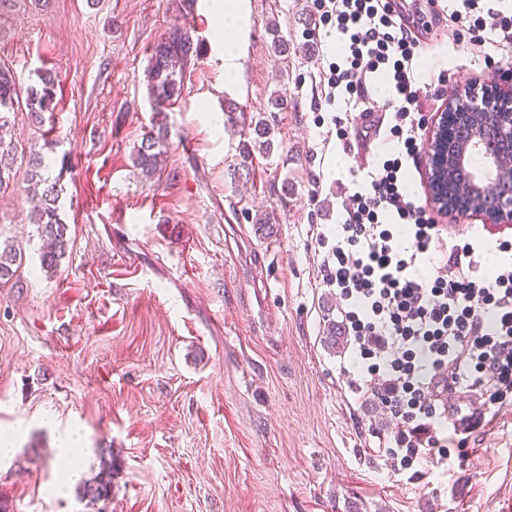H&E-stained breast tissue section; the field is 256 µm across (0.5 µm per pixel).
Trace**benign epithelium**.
<instances>
[{"label":"benign epithelium","instance_id":"obj_1","mask_svg":"<svg viewBox=\"0 0 512 512\" xmlns=\"http://www.w3.org/2000/svg\"><path fill=\"white\" fill-rule=\"evenodd\" d=\"M429 203L512 224V82L456 90L426 131Z\"/></svg>","mask_w":512,"mask_h":512}]
</instances>
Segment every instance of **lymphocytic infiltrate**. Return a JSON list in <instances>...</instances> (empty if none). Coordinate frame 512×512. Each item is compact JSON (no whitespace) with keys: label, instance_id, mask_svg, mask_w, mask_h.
Listing matches in <instances>:
<instances>
[{"label":"lymphocytic infiltrate","instance_id":"lymphocytic-infiltrate-1","mask_svg":"<svg viewBox=\"0 0 512 512\" xmlns=\"http://www.w3.org/2000/svg\"><path fill=\"white\" fill-rule=\"evenodd\" d=\"M325 33L345 43L342 61L321 76L327 104L364 101L374 78L391 96L389 133L405 155L366 173L350 169L352 192L341 203L334 234L317 232L323 287L336 289L342 321L366 369L351 377L362 397L379 401L396 429L383 440L391 472L413 462L447 464L449 407L442 391L459 388L485 405L512 403V263L485 275L482 247L450 244L424 204L406 188L404 158H415L425 124L421 101L432 85L418 83L413 62L426 45L389 0H314ZM450 17L471 46L485 31L512 47V8L487 0H456Z\"/></svg>","mask_w":512,"mask_h":512}]
</instances>
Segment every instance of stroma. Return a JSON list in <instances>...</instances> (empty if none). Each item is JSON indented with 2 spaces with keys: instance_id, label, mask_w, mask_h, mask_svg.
Returning a JSON list of instances; mask_svg holds the SVG:
<instances>
[{
  "instance_id": "1",
  "label": "stroma",
  "mask_w": 512,
  "mask_h": 512,
  "mask_svg": "<svg viewBox=\"0 0 512 512\" xmlns=\"http://www.w3.org/2000/svg\"><path fill=\"white\" fill-rule=\"evenodd\" d=\"M249 5L228 93L204 0H0V65L24 90L43 71L59 78L49 121L32 123L22 102L7 117L19 152L49 163L71 237L58 269L43 271L27 183L0 190V244L23 253L0 281V432L29 424L0 462V505L94 512L76 490L54 491L55 438L75 424L82 479L112 451L109 512H506L512 405L486 410L447 468L389 473L378 436L392 422L347 386L351 349L329 342L339 300L320 285L313 236L340 220L349 167L375 160L319 125L332 111L321 72L344 43L312 39L313 0ZM177 20L200 55L159 113L145 73ZM273 23L287 54L270 50ZM427 37L437 49L418 70L448 73L422 103L430 118L452 90L489 80L484 60L502 51L464 49L448 19ZM275 92L288 108L274 117V149L240 175L242 135ZM160 122L164 162L146 179L131 157ZM261 211L275 215L272 234L251 221ZM436 221L450 239L512 241V224Z\"/></svg>"
}]
</instances>
